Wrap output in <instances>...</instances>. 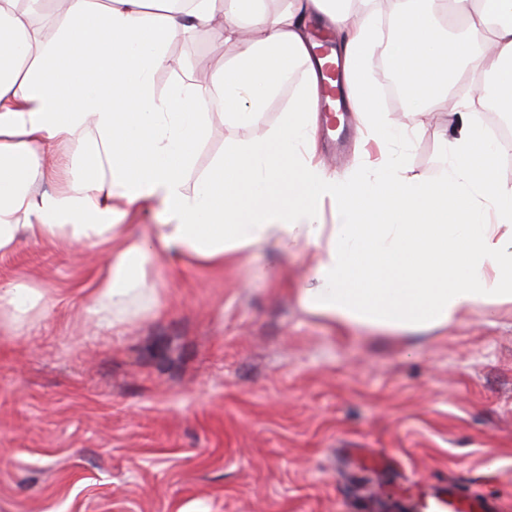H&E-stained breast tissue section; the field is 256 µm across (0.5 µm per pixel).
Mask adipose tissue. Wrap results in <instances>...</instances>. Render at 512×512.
I'll list each match as a JSON object with an SVG mask.
<instances>
[{
  "instance_id": "obj_1",
  "label": "adipose tissue",
  "mask_w": 512,
  "mask_h": 512,
  "mask_svg": "<svg viewBox=\"0 0 512 512\" xmlns=\"http://www.w3.org/2000/svg\"><path fill=\"white\" fill-rule=\"evenodd\" d=\"M53 41L39 23L42 0H0V256L20 237L74 247L106 246L110 262L89 313L115 328L156 288L155 262L170 251L220 268L267 247L312 252L314 269L289 281L310 316L376 334L423 333L512 306V183L498 177L499 150L478 113L461 111L447 139L448 168L407 178L390 147L409 133L384 112L369 79L379 35L376 0H65ZM343 33L344 83L352 112L381 148L375 172L328 174L314 161L316 72L306 22ZM223 17L238 51L207 86L180 81L156 98L152 78L173 29ZM414 102L448 109L458 66L486 74L481 89L512 112V0H406L388 46ZM304 78L260 139L229 142L187 187L185 173L209 129L210 100L225 123H263L281 81ZM73 148L78 172L58 177L45 149ZM60 178L39 193L36 182ZM336 221H321L324 201ZM158 202L154 233L119 224L122 208ZM42 291L19 279L0 287V328L27 323Z\"/></svg>"
}]
</instances>
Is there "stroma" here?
I'll return each instance as SVG.
<instances>
[{
	"mask_svg": "<svg viewBox=\"0 0 512 512\" xmlns=\"http://www.w3.org/2000/svg\"><path fill=\"white\" fill-rule=\"evenodd\" d=\"M214 31L173 34L157 96L208 85L234 56ZM417 129L396 145L407 176L446 170L437 114L380 98ZM263 124L219 122L186 173L195 183ZM102 249L21 238L0 285L41 288L37 315L0 332V512H408L399 488L450 482L512 512V306L443 330L346 331L304 313L257 269L307 273L258 251L209 269L163 257L153 299L116 329L88 313ZM384 449L391 468L350 457Z\"/></svg>",
	"mask_w": 512,
	"mask_h": 512,
	"instance_id": "obj_1",
	"label": "stroma"
}]
</instances>
